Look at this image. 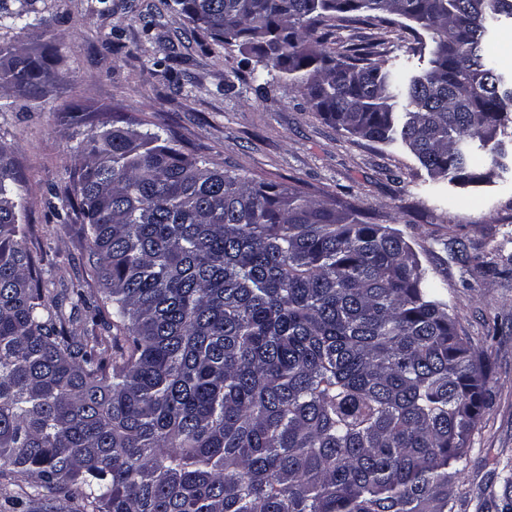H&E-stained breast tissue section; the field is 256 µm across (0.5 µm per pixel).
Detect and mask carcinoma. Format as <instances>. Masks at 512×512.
<instances>
[{
  "mask_svg": "<svg viewBox=\"0 0 512 512\" xmlns=\"http://www.w3.org/2000/svg\"><path fill=\"white\" fill-rule=\"evenodd\" d=\"M174 2L337 129L399 140L451 182L506 170L512 80L481 43L512 0ZM357 25L378 33L316 48ZM396 26L429 57L403 83L381 36ZM47 68L0 48V89L34 97ZM16 182L0 144V474L28 481L12 512H454L489 372L395 229L104 125L65 191L101 288L51 289ZM502 471L484 507L512 512Z\"/></svg>",
  "mask_w": 512,
  "mask_h": 512,
  "instance_id": "carcinoma-1",
  "label": "carcinoma"
}]
</instances>
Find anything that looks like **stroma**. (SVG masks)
I'll return each mask as SVG.
<instances>
[{
	"mask_svg": "<svg viewBox=\"0 0 512 512\" xmlns=\"http://www.w3.org/2000/svg\"><path fill=\"white\" fill-rule=\"evenodd\" d=\"M28 29L0 26V46L31 43L55 74L40 98L0 97V143L13 147L27 244L46 287L88 270V244L64 199L86 138L103 123L170 130L217 167L352 204L396 229L417 254L458 333L487 357L490 380L455 512H478L512 458V172L459 185L430 177L400 143L336 130L277 69H252L238 47L191 31L173 0H0ZM176 51L179 85L165 75Z\"/></svg>",
	"mask_w": 512,
	"mask_h": 512,
	"instance_id": "stroma-1",
	"label": "stroma"
}]
</instances>
